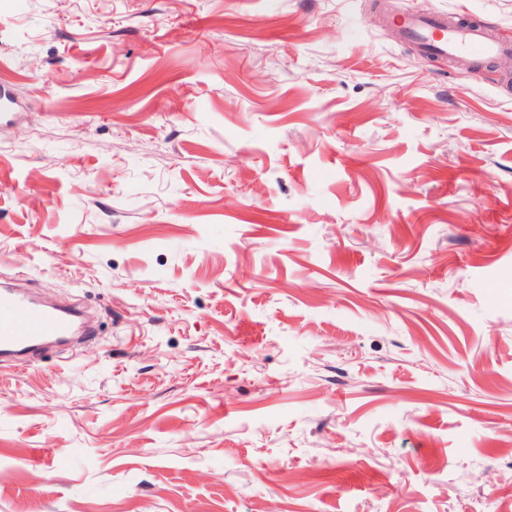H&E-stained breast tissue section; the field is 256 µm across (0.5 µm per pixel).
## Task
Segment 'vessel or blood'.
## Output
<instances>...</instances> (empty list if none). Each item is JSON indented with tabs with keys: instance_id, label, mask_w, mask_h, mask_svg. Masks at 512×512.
Here are the masks:
<instances>
[{
	"instance_id": "1",
	"label": "vessel or blood",
	"mask_w": 512,
	"mask_h": 512,
	"mask_svg": "<svg viewBox=\"0 0 512 512\" xmlns=\"http://www.w3.org/2000/svg\"><path fill=\"white\" fill-rule=\"evenodd\" d=\"M399 35L428 57L466 59L473 64L512 54V41L491 34L484 25L451 22L447 14L407 12L395 19ZM75 313L46 307L29 296L0 288V356L21 357L46 340L74 334Z\"/></svg>"
}]
</instances>
